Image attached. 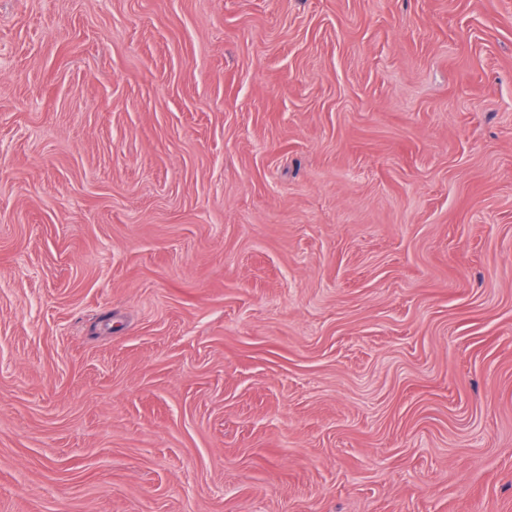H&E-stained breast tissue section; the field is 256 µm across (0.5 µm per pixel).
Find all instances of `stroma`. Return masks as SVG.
<instances>
[{"mask_svg":"<svg viewBox=\"0 0 512 512\" xmlns=\"http://www.w3.org/2000/svg\"><path fill=\"white\" fill-rule=\"evenodd\" d=\"M0 512H512V0H0Z\"/></svg>","mask_w":512,"mask_h":512,"instance_id":"1","label":"stroma"}]
</instances>
